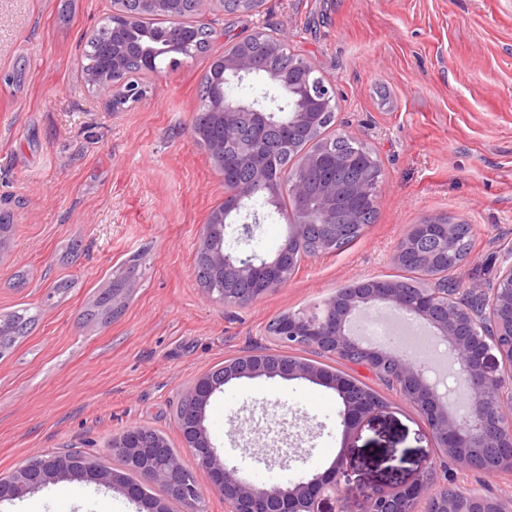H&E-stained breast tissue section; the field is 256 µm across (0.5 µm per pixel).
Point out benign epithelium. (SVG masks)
I'll return each mask as SVG.
<instances>
[{"label": "benign epithelium", "instance_id": "benign-epithelium-1", "mask_svg": "<svg viewBox=\"0 0 512 512\" xmlns=\"http://www.w3.org/2000/svg\"><path fill=\"white\" fill-rule=\"evenodd\" d=\"M130 23L115 27L112 51V78L92 77L89 84L97 94L112 99L114 107L134 101L142 94L136 82L118 73L123 58L132 52L150 63L158 53H170L172 47L162 39L144 47L128 37ZM251 74L244 57L228 54L210 75L218 120L224 127V139L236 135L235 118L244 111L255 113L262 125H274L288 119V125L314 123L308 112V100L322 103L329 110L335 92L333 86L310 66L302 72L273 74L269 82L274 94L263 99L241 101L224 94L229 87ZM264 151L261 137L239 146L242 166L252 176L251 184L231 185L224 177L226 195L236 201L229 207L219 206L209 217V226L200 241L199 250L208 254L213 269L237 280H258L264 292L288 283L284 259L291 256L296 240L302 238L309 225L318 227L322 247L317 254L331 252L336 239L353 228L354 216L348 223H334V206L338 188L327 185L320 204L313 208L305 203L292 211L289 233L271 259L243 254L224 248V229L232 214L246 212L252 222L242 224L243 235L251 236L259 223L252 210L253 194L261 193L268 205H276L275 189L264 177L258 160ZM361 161L365 167L362 190L374 193L381 171L377 161L361 149L336 159L338 164ZM460 225L445 216H429L411 225L394 254L401 266L415 254L432 266L448 261V242L458 235ZM448 283H434L428 288L409 290L393 279H363L333 295L323 307L313 311L287 313L275 320L278 341L290 348L307 347L347 363L358 362L375 375L391 382L402 398L424 417L435 442L439 465L450 462L472 471L493 474L512 468V253L505 254L495 282L475 284L476 300L462 302L452 297ZM379 307L395 309L424 325L432 332L443 354L455 366L456 375L468 395L465 410L454 406V395L433 370L400 356L390 347L365 341L352 326L364 314ZM286 380L303 379L332 389L341 400L340 425L348 436L358 422L386 409L349 375L315 365L306 358L286 356L271 358L256 351L232 359L224 365V373L206 372L188 389L190 401L186 413L177 418V426L185 447L202 457V470L212 491L224 497L227 512H321V503L340 497L337 476L345 464L340 453L328 469H309L289 485L271 484L258 487L242 478L236 468L226 465L214 451L205 425L206 407L211 397L230 381L256 377ZM112 451L124 458V469L139 473L137 482L129 481L121 471L99 465L95 457L80 453L41 454L35 462L22 464L8 476L0 477V502L11 501L41 487L69 479L96 482L115 490L143 509V512H171L177 500L183 512H204L198 484L186 482L177 457L167 452V440L160 434L145 436V430L131 427L112 439ZM435 467L424 472L416 482L382 490H365L361 512H415L423 502L426 512H512V499L503 500L481 492L462 493L435 482ZM159 485L163 495L149 498L145 486Z\"/></svg>", "mask_w": 512, "mask_h": 512}]
</instances>
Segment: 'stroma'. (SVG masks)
I'll return each mask as SVG.
<instances>
[{
  "instance_id": "1",
  "label": "stroma",
  "mask_w": 512,
  "mask_h": 512,
  "mask_svg": "<svg viewBox=\"0 0 512 512\" xmlns=\"http://www.w3.org/2000/svg\"><path fill=\"white\" fill-rule=\"evenodd\" d=\"M111 0H0V215L13 226L0 253V316L36 314L0 357V474L40 453L82 450L111 462L114 436L158 431L193 470L205 512H225L176 409L192 381L224 360L271 347L269 324L309 310L369 277L398 275L393 255L410 225L445 214L469 224L470 250L450 283L469 300L512 251V0H264L259 13L201 19L217 31L209 55L179 58L142 78L143 95L113 110L85 82V38ZM270 29L335 89V130L354 135L382 169L377 214L345 249L306 257L287 285L242 306L207 298L195 254L224 178L191 128L201 82L227 41ZM233 249L272 257L289 228L258 209ZM140 278L122 311L87 316L128 263ZM387 403L351 438L336 393L305 380L242 378L210 399L217 454L263 484L328 468L338 453L345 512L362 489L408 484L433 443L420 413L370 372ZM438 483L512 497V469L493 476L449 465ZM0 512H136L93 482L59 481L0 504Z\"/></svg>"
}]
</instances>
